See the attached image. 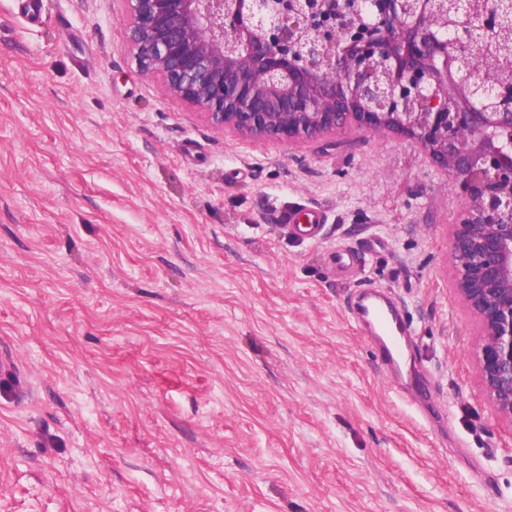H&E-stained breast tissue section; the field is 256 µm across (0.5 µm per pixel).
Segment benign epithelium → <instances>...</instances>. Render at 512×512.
I'll list each match as a JSON object with an SVG mask.
<instances>
[{"instance_id": "7a95c632", "label": "benign epithelium", "mask_w": 512, "mask_h": 512, "mask_svg": "<svg viewBox=\"0 0 512 512\" xmlns=\"http://www.w3.org/2000/svg\"><path fill=\"white\" fill-rule=\"evenodd\" d=\"M142 71L214 126L296 145L416 140L465 198L454 288L489 402L512 423V68L479 60L504 0H124Z\"/></svg>"}]
</instances>
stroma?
<instances>
[{
	"label": "stroma",
	"instance_id": "1",
	"mask_svg": "<svg viewBox=\"0 0 512 512\" xmlns=\"http://www.w3.org/2000/svg\"><path fill=\"white\" fill-rule=\"evenodd\" d=\"M123 15L0 0V512H512L451 174L391 132L214 127ZM305 208L317 239L281 221ZM357 314L372 326L389 364H399L404 357L405 337L398 314L391 303L377 296L366 295L358 302Z\"/></svg>",
	"mask_w": 512,
	"mask_h": 512
}]
</instances>
